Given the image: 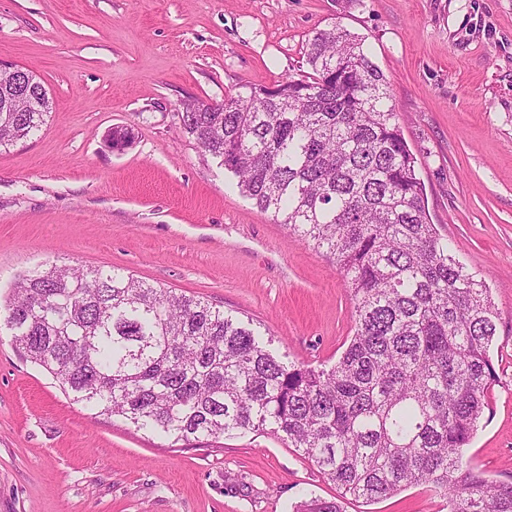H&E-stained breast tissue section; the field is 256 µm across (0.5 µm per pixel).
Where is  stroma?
Masks as SVG:
<instances>
[{
  "instance_id": "1",
  "label": "stroma",
  "mask_w": 512,
  "mask_h": 512,
  "mask_svg": "<svg viewBox=\"0 0 512 512\" xmlns=\"http://www.w3.org/2000/svg\"><path fill=\"white\" fill-rule=\"evenodd\" d=\"M363 37L391 82L428 211L499 314L497 380L465 453L512 480V0H0V61L41 79L42 130L0 151V304L50 261L200 297L333 365L354 333L336 264L238 190L184 101L299 74L312 31ZM133 140L113 151L108 132ZM339 491L271 431L170 444L92 415L0 330V512H292ZM343 512H448L408 488Z\"/></svg>"
}]
</instances>
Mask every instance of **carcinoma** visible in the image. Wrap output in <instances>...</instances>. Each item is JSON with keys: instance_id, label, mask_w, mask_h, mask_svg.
Returning <instances> with one entry per match:
<instances>
[{"instance_id": "carcinoma-1", "label": "carcinoma", "mask_w": 512, "mask_h": 512, "mask_svg": "<svg viewBox=\"0 0 512 512\" xmlns=\"http://www.w3.org/2000/svg\"><path fill=\"white\" fill-rule=\"evenodd\" d=\"M308 71L244 85L221 112L182 106L184 131L240 192L343 272L354 334L316 368L208 301L119 269L44 263L3 307L15 346L97 416L174 443L269 427L336 484L377 502L413 486L449 512H512V481L464 460L496 382L498 312L483 280L428 217L390 80L364 40L334 24ZM36 110L0 115V148L41 130ZM293 512H343L316 497Z\"/></svg>"}]
</instances>
